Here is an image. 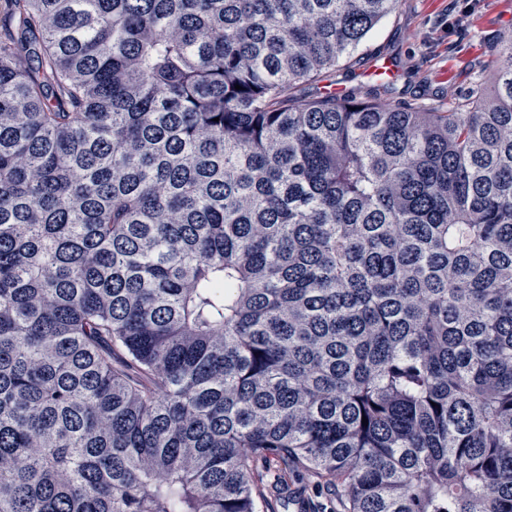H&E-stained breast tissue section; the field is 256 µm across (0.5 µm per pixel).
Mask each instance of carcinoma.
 <instances>
[{
  "instance_id": "cac0c4a2",
  "label": "carcinoma",
  "mask_w": 512,
  "mask_h": 512,
  "mask_svg": "<svg viewBox=\"0 0 512 512\" xmlns=\"http://www.w3.org/2000/svg\"><path fill=\"white\" fill-rule=\"evenodd\" d=\"M8 2L0 512H512V39L404 108L298 97L399 0ZM267 470L280 473L281 479L278 482L277 492L281 496L288 495V507L283 508L280 499L271 497L277 512H299L296 506L290 504L292 497L300 496L305 503L304 510L307 512H344V508L336 498L334 487L320 478H306L302 471L294 468L291 464L288 469L280 463H271Z\"/></svg>"
}]
</instances>
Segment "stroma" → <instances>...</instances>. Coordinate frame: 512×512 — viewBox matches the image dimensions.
I'll list each match as a JSON object with an SVG mask.
<instances>
[{"mask_svg": "<svg viewBox=\"0 0 512 512\" xmlns=\"http://www.w3.org/2000/svg\"><path fill=\"white\" fill-rule=\"evenodd\" d=\"M511 35L512 0H402L328 82L362 99L444 109L485 80ZM383 59L396 64L394 76H373L374 65ZM270 468L281 476L278 493L305 503L301 510L291 505L277 512H344L333 486L323 479L306 478L276 462Z\"/></svg>", "mask_w": 512, "mask_h": 512, "instance_id": "obj_1", "label": "stroma"}]
</instances>
